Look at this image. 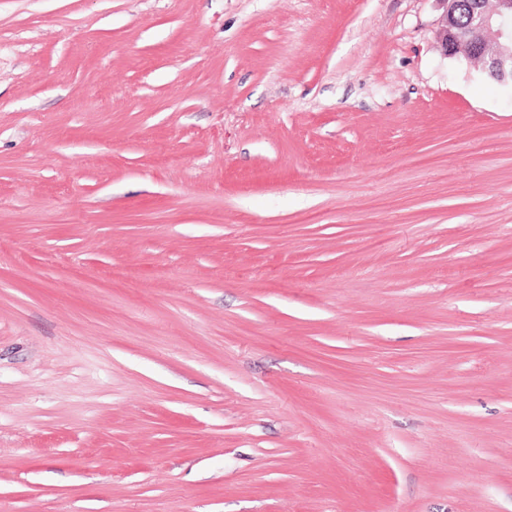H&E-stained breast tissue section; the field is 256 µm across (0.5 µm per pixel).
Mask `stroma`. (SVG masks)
<instances>
[{
    "label": "stroma",
    "instance_id": "stroma-1",
    "mask_svg": "<svg viewBox=\"0 0 512 512\" xmlns=\"http://www.w3.org/2000/svg\"><path fill=\"white\" fill-rule=\"evenodd\" d=\"M440 0H0V512H512V85Z\"/></svg>",
    "mask_w": 512,
    "mask_h": 512
}]
</instances>
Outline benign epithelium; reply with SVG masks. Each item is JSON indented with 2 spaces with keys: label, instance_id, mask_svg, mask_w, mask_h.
Here are the masks:
<instances>
[{
  "label": "benign epithelium",
  "instance_id": "1",
  "mask_svg": "<svg viewBox=\"0 0 512 512\" xmlns=\"http://www.w3.org/2000/svg\"><path fill=\"white\" fill-rule=\"evenodd\" d=\"M445 12L438 32L445 55L482 66L497 82L512 81V0H441Z\"/></svg>",
  "mask_w": 512,
  "mask_h": 512
}]
</instances>
